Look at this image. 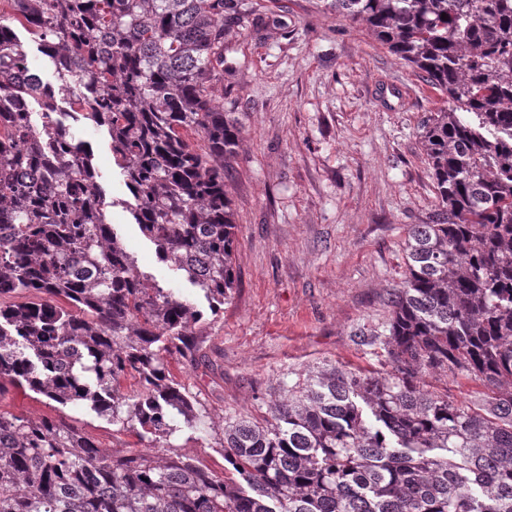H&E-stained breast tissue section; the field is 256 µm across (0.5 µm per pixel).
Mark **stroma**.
I'll use <instances>...</instances> for the list:
<instances>
[{
  "label": "stroma",
  "mask_w": 512,
  "mask_h": 512,
  "mask_svg": "<svg viewBox=\"0 0 512 512\" xmlns=\"http://www.w3.org/2000/svg\"><path fill=\"white\" fill-rule=\"evenodd\" d=\"M216 98L240 113L244 131L225 172L236 282L214 311L140 232L106 129L88 120L73 127L139 273L204 312L196 349L169 358L204 427L175 418L163 448L87 404L63 406L11 384L0 389V412L66 422L110 453L187 455L220 477L225 425L265 422L285 387L308 372L390 371L379 335L404 279L401 246L409 225L429 223L438 209L418 123L443 96L365 24L321 0H245L224 37ZM425 384L465 406L485 391L464 374L430 375Z\"/></svg>",
  "instance_id": "35a3bbf8"
}]
</instances>
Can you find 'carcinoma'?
Here are the masks:
<instances>
[{
	"label": "carcinoma",
	"instance_id": "1",
	"mask_svg": "<svg viewBox=\"0 0 512 512\" xmlns=\"http://www.w3.org/2000/svg\"><path fill=\"white\" fill-rule=\"evenodd\" d=\"M9 2L60 85L0 24V389L86 401L165 440L173 416L201 420L166 356L189 349L203 313L135 271L60 116L106 128L141 233L223 304L235 283L224 170L243 124L214 85L244 3ZM324 2L448 97L419 125L438 211L403 243L382 333L392 371L332 366L288 387L271 423L225 426L222 479L186 455L110 454L73 426L0 413V512H512V0ZM438 372L491 395L473 409L424 389Z\"/></svg>",
	"mask_w": 512,
	"mask_h": 512
}]
</instances>
